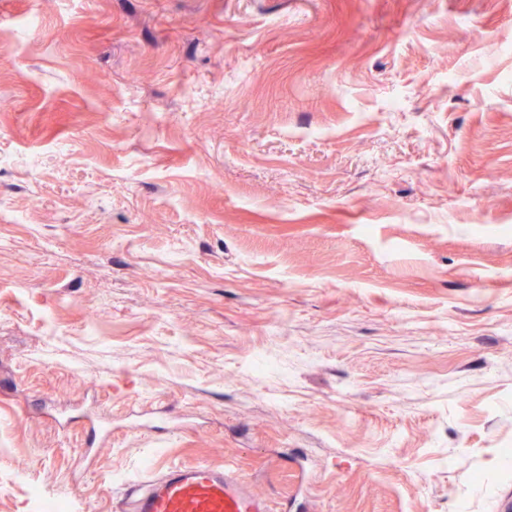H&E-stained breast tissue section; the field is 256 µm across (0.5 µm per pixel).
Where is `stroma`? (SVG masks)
<instances>
[{"label":"stroma","mask_w":512,"mask_h":512,"mask_svg":"<svg viewBox=\"0 0 512 512\" xmlns=\"http://www.w3.org/2000/svg\"><path fill=\"white\" fill-rule=\"evenodd\" d=\"M228 461L512 496V0H0V512Z\"/></svg>","instance_id":"obj_1"}]
</instances>
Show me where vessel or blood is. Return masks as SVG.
<instances>
[{"instance_id":"1","label":"vessel or blood","mask_w":512,"mask_h":512,"mask_svg":"<svg viewBox=\"0 0 512 512\" xmlns=\"http://www.w3.org/2000/svg\"><path fill=\"white\" fill-rule=\"evenodd\" d=\"M121 512H270L229 467L170 465L148 480L126 486Z\"/></svg>"}]
</instances>
